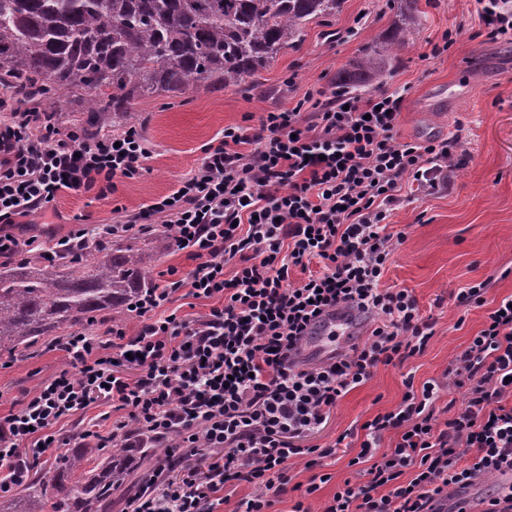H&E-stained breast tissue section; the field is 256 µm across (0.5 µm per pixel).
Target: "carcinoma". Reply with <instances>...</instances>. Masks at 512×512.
Returning <instances> with one entry per match:
<instances>
[{
	"instance_id": "carcinoma-1",
	"label": "carcinoma",
	"mask_w": 512,
	"mask_h": 512,
	"mask_svg": "<svg viewBox=\"0 0 512 512\" xmlns=\"http://www.w3.org/2000/svg\"><path fill=\"white\" fill-rule=\"evenodd\" d=\"M342 0H0V86L38 110L61 89L81 95L86 140L131 125L127 108L145 92H188L249 83L280 51L301 40L310 21L336 14ZM419 0H398L387 31L365 48L338 84L358 88L386 74L414 35ZM174 244L159 231L144 242L101 234L55 253L0 262V356L71 336L124 309L147 288L157 257ZM138 448L96 461L77 439L49 474L36 472L0 512H112Z\"/></svg>"
}]
</instances>
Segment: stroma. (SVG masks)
Listing matches in <instances>:
<instances>
[{"label": "stroma", "mask_w": 512, "mask_h": 512, "mask_svg": "<svg viewBox=\"0 0 512 512\" xmlns=\"http://www.w3.org/2000/svg\"><path fill=\"white\" fill-rule=\"evenodd\" d=\"M419 9L410 44L382 82L366 84L357 95L366 99L404 90L399 140L424 143L455 133L467 148L464 163L449 170L446 189L403 188L388 219L391 232H403L404 239L381 285L408 289L421 315L430 318L434 336L421 355L378 366L345 395L318 435L321 443L394 409L406 377L418 386L441 377L453 352L482 329L489 302L512 295V43L487 37L473 0H420ZM396 12L394 0H343L335 16L310 22L301 41L283 49L249 84L135 100L130 110L152 152L149 173L116 179L104 198L62 194L56 216L27 225L26 235L60 237L77 224L102 228L171 193L224 127L246 126L261 113L291 108L314 87L334 91L337 72L360 60L363 47L389 27ZM447 32L453 45L433 55ZM290 77L295 83L289 87ZM486 279L491 282L487 305H456L459 289ZM62 360L61 351L42 348L20 353L0 368V415L19 407L26 392L53 375Z\"/></svg>", "instance_id": "35a3bbf8"}]
</instances>
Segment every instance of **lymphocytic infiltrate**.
Instances as JSON below:
<instances>
[{"label": "lymphocytic infiltrate", "instance_id": "obj_1", "mask_svg": "<svg viewBox=\"0 0 512 512\" xmlns=\"http://www.w3.org/2000/svg\"><path fill=\"white\" fill-rule=\"evenodd\" d=\"M403 101L399 91L365 100L308 91L292 108L262 113L257 127H225L170 194L106 225L111 235L170 229L196 265L143 292L131 310L135 331L113 325L59 341L64 365L0 417V495L68 444L58 425L72 417L74 436L104 448L166 440L127 512H219L234 483L253 489L235 512H271L297 460L321 471L305 494L329 482L322 467L336 447L309 437L378 365L423 353L434 335L408 289L381 285L395 249L387 220L409 180L447 187L462 143L398 141ZM150 157L140 126L89 143L51 119L33 123L1 97L0 224L54 212L65 193L107 196L114 179L148 173ZM314 262L319 272L291 280L292 269ZM184 293L210 301L208 312H165ZM342 305L381 322L364 342L302 364L312 323ZM403 384L395 409L362 434L345 430L360 439L354 478L318 510L299 502L293 512H448L477 479L512 473V300L489 312L441 378ZM453 389L462 400L445 418L436 403ZM99 400L121 414L106 433L83 418Z\"/></svg>", "mask_w": 512, "mask_h": 512}]
</instances>
